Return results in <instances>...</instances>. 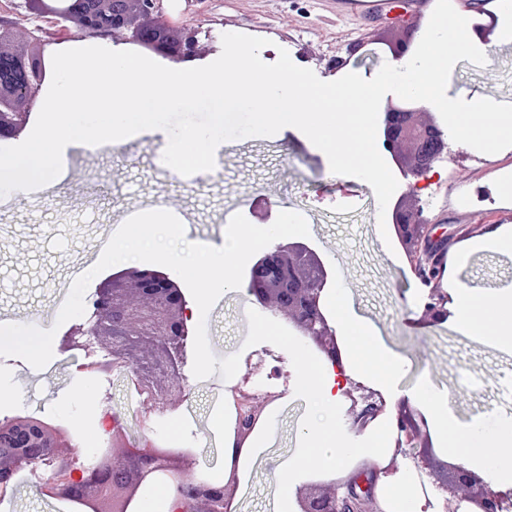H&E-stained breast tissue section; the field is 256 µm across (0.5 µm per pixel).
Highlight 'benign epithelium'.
I'll return each mask as SVG.
<instances>
[{"mask_svg": "<svg viewBox=\"0 0 512 512\" xmlns=\"http://www.w3.org/2000/svg\"><path fill=\"white\" fill-rule=\"evenodd\" d=\"M168 0H112V8L90 6L89 0H25V8L56 28L57 42L78 34L107 36L113 42L142 45L157 30L172 39L156 44L155 52L172 61L197 57V32L179 28L167 18ZM14 40V23L0 15V140L16 139L27 128L31 112L47 79L48 44L33 42L27 52L13 54L3 46ZM426 111L416 102L389 97L381 112L380 141L397 162L401 173L417 183L398 198L391 223L400 239L412 237L408 251L417 278L432 287L423 305V320L440 324L448 320V299L435 288L443 274L441 255L432 246L436 221L425 215L417 184L428 178L434 164L448 154L447 134L435 118L421 125L415 115ZM329 274L319 256L302 242L272 243L255 259L245 279L247 292L265 309L288 319L344 374L342 351L324 306ZM190 310L178 281L156 266H142L114 274L96 290L90 303L87 326L70 330L62 348L80 346L79 336H91L112 349V361L93 360L91 371L109 373L116 362L133 367L137 388L147 399H163L173 407L183 392L182 351L190 335ZM230 406L231 456L224 459V481L213 482L191 467L188 450H174L151 439L136 441L112 427L108 450L89 463L64 455L72 447L68 431L39 417L15 416L0 421V492L10 493L24 468L52 467L48 494L85 506L89 512H136L143 487L164 484L178 512H237L240 460L248 451L251 436L262 422L253 392L237 388ZM341 396L350 400L351 429L361 431L386 411L381 394L345 381ZM397 448H423L421 462L433 464V451L425 418L407 409L393 415ZM457 485L468 493L457 498L459 512H499L500 493L462 465L454 466ZM343 480L316 484L298 496L299 512H381L371 495L358 498L339 495Z\"/></svg>", "mask_w": 512, "mask_h": 512, "instance_id": "obj_1", "label": "benign epithelium"}]
</instances>
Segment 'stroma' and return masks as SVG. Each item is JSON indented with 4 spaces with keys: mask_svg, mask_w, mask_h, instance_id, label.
Instances as JSON below:
<instances>
[{
    "mask_svg": "<svg viewBox=\"0 0 512 512\" xmlns=\"http://www.w3.org/2000/svg\"><path fill=\"white\" fill-rule=\"evenodd\" d=\"M170 15L197 31L196 65L219 57L223 34L242 33L272 41L324 81L344 71L368 75L390 62L388 54H373L372 41L397 25L392 16L367 24L337 17L334 0H173ZM448 86L476 100L512 104V45L496 47L482 66L458 61ZM167 140L163 131L136 134L94 152L71 149L68 173L55 180L52 191L0 196V323L19 319L40 329L52 327L73 279L96 264L110 237L137 213L162 207L183 223L188 242L220 247L230 219L249 214L261 196L271 202L272 214L288 209L306 217L310 235L305 242L323 260L330 279L342 283L356 311L406 361L397 390L382 393L388 411L404 403L421 411L416 386L424 378L449 389L455 421L487 410L512 414V340L502 336L496 317L483 307L471 313L480 334L470 339L451 322L422 321L428 289L412 273L405 253L383 244L369 184L333 177L328 158L296 131L221 143L218 163L205 177H185L167 167L161 156ZM437 169L438 178L421 198L438 222L437 236L448 242L446 257L464 245L454 235L458 225H512V197L497 194L498 183L512 180V151L489 155L452 141L447 161ZM460 192L466 195L463 210L454 205ZM458 278L490 290L512 286V259L475 255ZM257 307L242 289L218 299L206 320L217 358L240 350L249 331L247 312ZM83 361V351L57 350L38 370L0 357V419L33 413L65 427L77 457L99 437L97 421L108 426L117 421L132 438L147 436L190 449L195 469L223 477L230 424L224 398L247 377V364H240L233 379L216 373L199 380L192 373V357H185L183 401L170 410L130 402L123 379L86 372ZM256 393L263 399L266 424L254 433L253 451L241 464L238 512H298L297 502L283 498L272 474L299 448L297 432L307 403L291 390L272 403L264 400L266 388ZM415 454L412 448L396 454L390 439L383 453L354 456L340 476L363 477L381 504L396 477L412 487L417 499L447 503L453 480L439 467L455 464L454 455L436 449L437 469L423 470ZM391 461L397 470L389 474L385 467Z\"/></svg>",
    "mask_w": 512,
    "mask_h": 512,
    "instance_id": "obj_1",
    "label": "stroma"
}]
</instances>
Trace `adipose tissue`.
<instances>
[{"mask_svg":"<svg viewBox=\"0 0 512 512\" xmlns=\"http://www.w3.org/2000/svg\"><path fill=\"white\" fill-rule=\"evenodd\" d=\"M448 285L455 290V326L462 336L477 335L478 329L469 313L481 305L497 315L505 335H512L511 287L498 289L491 296L483 287L464 284L453 277L449 278ZM328 305L332 325L338 335L348 341L344 350L346 375L359 381L383 382L396 387L404 372L403 363L381 344L373 328L355 315L343 286L329 289ZM294 353L302 367L303 383L313 392L318 404L326 409L336 407L340 395L335 391L333 365L326 362L315 371L310 367V358L304 348L295 347ZM418 391L436 428L439 447L453 452L464 466L486 470L492 485L511 486L512 459L499 457L497 450L502 445H512V416L486 412L455 425L451 422L449 390H438L423 382ZM300 441L298 454L279 464L274 473L281 491L288 496L293 494L296 480L304 476L310 457L320 458L323 469L330 472L340 469L358 451L342 433L341 422L337 419L329 423L316 419L305 422Z\"/></svg>","mask_w":512,"mask_h":512,"instance_id":"1","label":"adipose tissue"}]
</instances>
